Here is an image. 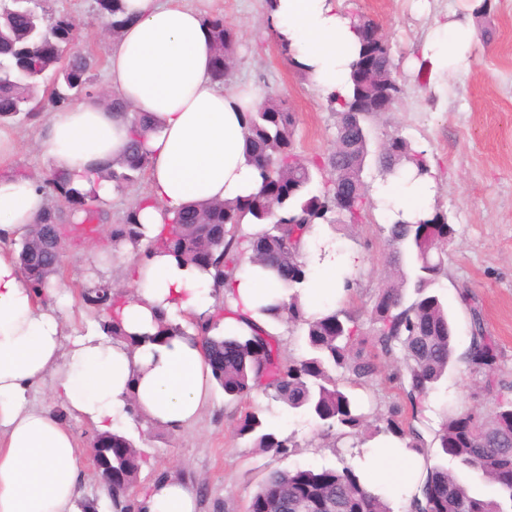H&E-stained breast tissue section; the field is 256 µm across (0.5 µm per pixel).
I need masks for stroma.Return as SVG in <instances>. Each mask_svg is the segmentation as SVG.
Wrapping results in <instances>:
<instances>
[{"label":"stroma","mask_w":512,"mask_h":512,"mask_svg":"<svg viewBox=\"0 0 512 512\" xmlns=\"http://www.w3.org/2000/svg\"><path fill=\"white\" fill-rule=\"evenodd\" d=\"M269 0H184L203 15H220L239 37L234 87H248L257 96L273 92L296 115L293 139L303 158L327 155L336 138V116L307 75L288 63L267 26ZM477 0H428L420 12L416 0H340L348 14L374 20L388 38L395 75L403 94L392 111L374 113L368 123L370 138L379 141L396 132L414 148L426 151L436 183L435 202L447 211L457 233L446 255L447 275L442 292L454 317L458 349H465L470 320L460 302L469 294L482 312L487 332L500 346L498 373L512 382V0H492L490 12L473 17ZM55 12L68 15L78 33L77 50L91 56V74L98 86L108 84L107 58L113 42L102 30L95 0H51ZM467 17L473 36L470 64L450 74L445 82L424 77L416 61L421 46L437 20L446 14ZM41 119L10 126L20 147L0 162V173L12 170L39 178L47 165L38 133ZM387 216L373 207L367 223L333 233L337 246L356 253L360 283L341 308L367 319L374 294L391 275L388 253L379 227ZM94 236L70 238L64 245L60 282L73 295L63 307L67 330H83L96 314L77 299L82 284L98 279L123 285L127 258L113 255L107 271L96 268ZM480 374L458 365L432 393L425 415L438 427L443 404L490 410L489 395L481 392ZM250 403L282 435L295 436L299 448L280 460L233 437L237 413L227 406L224 392L213 387L210 402L199 419L172 433L144 421H117L115 429L143 449L147 461L138 478V491L157 479L178 476L198 490V512H246L255 487L272 467L335 466L355 463L349 440L332 443L300 415L282 413L264 393H253Z\"/></svg>","instance_id":"stroma-1"}]
</instances>
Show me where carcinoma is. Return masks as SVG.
<instances>
[{
  "label": "carcinoma",
  "instance_id": "carcinoma-1",
  "mask_svg": "<svg viewBox=\"0 0 512 512\" xmlns=\"http://www.w3.org/2000/svg\"><path fill=\"white\" fill-rule=\"evenodd\" d=\"M96 4L112 37L118 38L129 22L123 0H96ZM205 21L212 33L213 80L224 85L236 67L238 35L221 15L207 16ZM374 28L372 20L355 17L353 29L359 48L350 64V94L328 100L336 114V142L331 152L319 160L301 158L293 141L295 114L278 96L266 94L258 107L245 115V154L264 186L284 181L289 191L271 204L261 193L233 202L188 206L176 213L170 237L158 240V245L187 264L196 263L198 251L210 250L218 282L232 278L248 253L275 274L283 264L299 265V278L288 285L292 293L261 312L283 321L289 331H302L303 357L285 356L281 339L258 326L247 333L212 336V325L197 320L190 323L209 348L232 346L238 351L236 357L224 360V369L211 370L227 403L237 405L260 390L288 412L306 415L324 437L336 441L352 437L356 439L354 448L391 437L404 450L423 456L424 471L406 512H512V382L495 377L497 342L486 331L481 311L465 294L461 302L470 310L471 333L466 349L456 354V336L440 291V280L446 276L447 248L456 235L448 214L436 205L428 216L410 221L399 212L380 226L394 273L374 295L368 311L369 330L344 308L308 315L294 291L307 279L302 243L313 225L337 229L361 224L371 208L366 187L362 192L365 202L358 211L337 218L336 197L348 180L330 169L342 161L355 159L365 165L371 159L384 178L408 166L417 177L430 173L426 151L414 149L397 132L371 147L367 122L376 112L377 88L363 82L359 64L369 47L368 33ZM74 31L71 19L54 14L49 0H8L5 8H0V125L21 115L35 118L45 109L58 110L96 92L90 57L66 51L75 39ZM379 54L385 78L391 80L388 93L395 103L402 87L388 43H383ZM146 124L144 114L131 115L127 156L101 174L117 192L133 187L150 167V156L138 133ZM36 187L59 201V206L47 208L18 242L25 285L38 297L46 298L51 278L60 270L53 250L34 248L42 237L52 236L54 246L61 249L68 234L96 224L109 227L114 246L123 242L140 245L144 236L138 221L140 204L111 226L96 187H75L56 171L37 180ZM194 213L203 217V223L177 227L181 215ZM82 297L100 317L107 335L127 337L120 323L108 315L113 294L107 285L86 286ZM383 361L393 364L386 382L397 390V402L371 422L349 388L376 382ZM460 363L483 374V387L492 396V413L450 407L443 411L439 428L423 430L426 399ZM234 434L279 458L291 456L299 447L294 437L270 428L256 410L238 417ZM122 439L124 447L112 449V508L135 512L133 489L146 456L130 438L124 435ZM450 457L479 473L495 488V495L478 494L462 483L443 464ZM256 508L262 512H391L383 494L369 486V479L345 463L334 468L270 470L250 495L247 512Z\"/></svg>",
  "mask_w": 512,
  "mask_h": 512
}]
</instances>
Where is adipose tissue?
I'll list each match as a JSON object with an SVG mask.
<instances>
[{
  "mask_svg": "<svg viewBox=\"0 0 512 512\" xmlns=\"http://www.w3.org/2000/svg\"><path fill=\"white\" fill-rule=\"evenodd\" d=\"M132 18L113 44L110 87L130 111L146 115L151 127L142 143L151 158L150 190L138 220L148 257L129 265L133 294L114 301L112 313L125 338L96 330L68 336L55 304L25 287L11 244L22 239L46 206L28 177L0 174V512H73L82 462L72 432L32 393L50 386L56 399L97 432L110 433L128 403L151 423L179 432L196 421L209 398L211 370L194 333L162 336L158 318L182 326L217 316L221 333L244 331L253 321L276 331L262 307L288 295L270 271L242 262L230 282L214 271L181 264L156 244L175 211L192 203L235 200L258 193L262 179L244 156L245 112L256 96L240 97L216 87L208 50L211 32L203 16L182 0H124ZM271 27L288 43L296 62L326 97L347 95L357 39L348 16L332 0H273ZM470 28L458 21L436 23L421 46L432 74L465 65ZM130 142L122 113L88 97L47 118L41 149L52 169L88 186L107 164L121 160ZM102 201L111 183L97 181ZM432 177L411 172L377 184L375 196L387 212L416 214L430 208ZM321 229L306 241L314 273L301 288L307 312L319 313L342 295L338 266L353 255L314 248ZM226 301L229 315L218 316ZM358 464L375 486L410 495L424 468L422 457L393 449L365 452ZM143 512H196L193 487L178 478L153 483L137 498Z\"/></svg>",
  "mask_w": 512,
  "mask_h": 512,
  "instance_id": "adipose-tissue-1",
  "label": "adipose tissue"
}]
</instances>
